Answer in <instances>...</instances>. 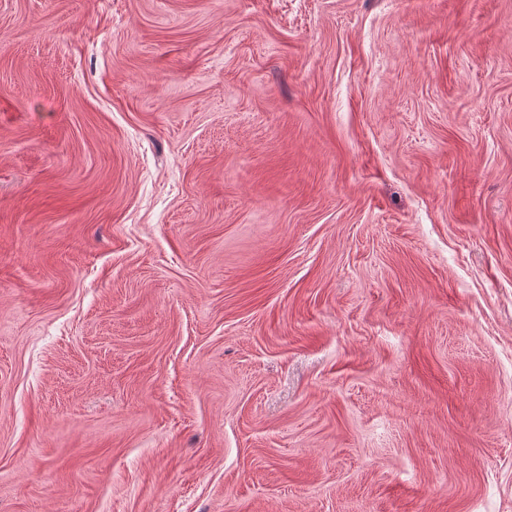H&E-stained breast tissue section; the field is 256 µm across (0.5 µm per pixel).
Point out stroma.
I'll use <instances>...</instances> for the list:
<instances>
[{"label":"stroma","instance_id":"1","mask_svg":"<svg viewBox=\"0 0 512 512\" xmlns=\"http://www.w3.org/2000/svg\"><path fill=\"white\" fill-rule=\"evenodd\" d=\"M0 512H512V0H0Z\"/></svg>","mask_w":512,"mask_h":512}]
</instances>
